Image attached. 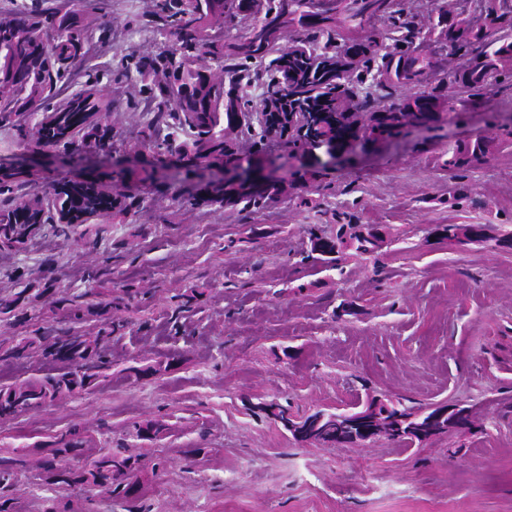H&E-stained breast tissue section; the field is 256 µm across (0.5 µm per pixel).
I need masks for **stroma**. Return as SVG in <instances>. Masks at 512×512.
I'll use <instances>...</instances> for the list:
<instances>
[{
	"mask_svg": "<svg viewBox=\"0 0 512 512\" xmlns=\"http://www.w3.org/2000/svg\"><path fill=\"white\" fill-rule=\"evenodd\" d=\"M160 0H0V23L18 11L78 21L91 51L82 65L105 111L112 150L83 138L40 147L37 118L0 124V182L11 206H42L45 223L0 245V348L42 324L32 297L45 293L64 321L68 300L112 281V305L76 327L108 328L111 367L97 386L37 412L0 416V458L18 461L0 489L7 512H127L81 486L47 485L33 451L70 426L99 446L163 455L145 468V512H512V64L480 90L477 111L440 129L374 145L318 177L294 182L262 210L211 202L182 181L141 132L154 120L137 67L175 45ZM483 138L486 162L449 168L452 143ZM88 180L125 200L123 219L63 224L52 199ZM391 233L378 254L312 265V236L340 225ZM482 224L481 241L449 246L436 228ZM32 351L0 355V385L60 372ZM406 406L459 401L484 406L480 432L404 450L381 439L352 448L298 444L255 415L261 401L307 413L352 390ZM163 437L137 438L150 421Z\"/></svg>",
	"mask_w": 512,
	"mask_h": 512,
	"instance_id": "35a3bbf8",
	"label": "stroma"
}]
</instances>
